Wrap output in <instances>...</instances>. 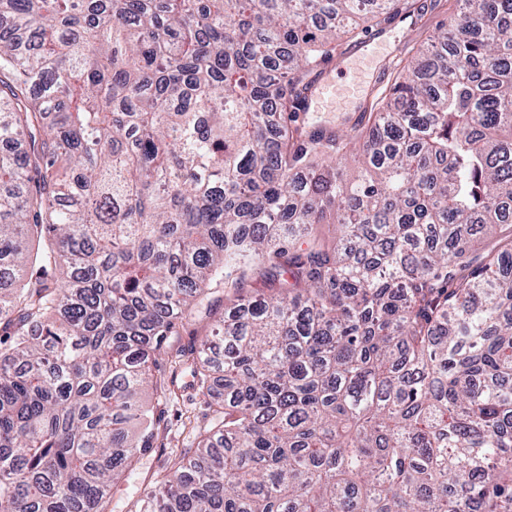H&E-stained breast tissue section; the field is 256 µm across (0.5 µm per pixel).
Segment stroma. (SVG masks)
Listing matches in <instances>:
<instances>
[{"label":"stroma","mask_w":512,"mask_h":512,"mask_svg":"<svg viewBox=\"0 0 512 512\" xmlns=\"http://www.w3.org/2000/svg\"><path fill=\"white\" fill-rule=\"evenodd\" d=\"M414 21H401L389 33L388 49L380 52L373 65L371 78L364 85L362 94L353 107L346 111L302 113V120L344 133L358 125L365 112L371 111L376 102L388 94L397 71L412 54L422 49L430 35L443 21L459 9V0H416ZM210 299L213 314L209 317H189L183 328L166 338L159 356V372L164 376H176L181 389L175 395L159 398L154 390H146L145 398L150 405L160 406L163 411L160 444L145 454L137 468L112 491V512H129L133 504L146 493L152 480L166 467L170 450L194 447L200 427L209 420V401L197 396L188 388L192 380L189 370L182 363V352L194 339L208 335L215 317L221 316L226 299L223 283L212 286Z\"/></svg>","instance_id":"35a3bbf8"}]
</instances>
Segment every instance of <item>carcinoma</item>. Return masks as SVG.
Masks as SVG:
<instances>
[{
	"label": "carcinoma",
	"mask_w": 512,
	"mask_h": 512,
	"mask_svg": "<svg viewBox=\"0 0 512 512\" xmlns=\"http://www.w3.org/2000/svg\"><path fill=\"white\" fill-rule=\"evenodd\" d=\"M397 5L0 0V512H109L218 277L222 399L132 512H512V0H461L369 126L298 122ZM211 292L210 299L213 302V315L202 318L189 317L185 321L184 328L180 327L177 333L167 336L161 354L158 356L159 371L156 372L158 378L160 375L165 377L174 375L177 377L179 385L182 386L188 385L192 381L189 370L182 363V351L193 341L199 343L201 338L209 335L215 320H218L221 314L224 313V305L226 303L224 281L221 280L213 284Z\"/></svg>",
	"instance_id": "carcinoma-1"
}]
</instances>
